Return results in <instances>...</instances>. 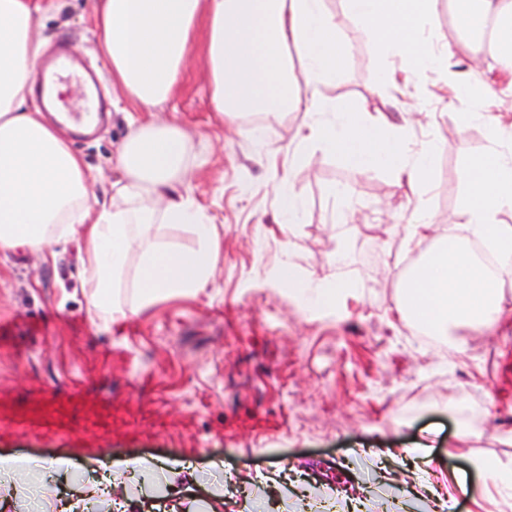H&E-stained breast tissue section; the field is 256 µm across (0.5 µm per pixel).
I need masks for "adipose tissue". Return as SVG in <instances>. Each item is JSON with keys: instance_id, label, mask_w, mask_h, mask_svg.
I'll use <instances>...</instances> for the list:
<instances>
[{"instance_id": "ef3b65f1", "label": "adipose tissue", "mask_w": 512, "mask_h": 512, "mask_svg": "<svg viewBox=\"0 0 512 512\" xmlns=\"http://www.w3.org/2000/svg\"><path fill=\"white\" fill-rule=\"evenodd\" d=\"M372 44L382 82L392 59L411 74L433 71L446 79L451 98L468 88L455 75V55L431 39L440 0H346ZM477 35H490L502 71L512 74V0H454ZM56 0H0V251L20 246L43 250L76 241L80 286L94 322L137 314L155 299L197 293L208 287L221 240L207 210L189 192L194 132L175 122L130 126L118 150L124 172L105 199L92 191L93 176L58 130L29 103L42 52L38 29ZM98 49L116 86L137 106L153 108L176 91L197 26L205 28V64L215 111L234 118L259 112L277 116L304 110L306 121L293 152L331 154L350 167H379L407 183L416 197L402 246L413 251L425 239L435 246L402 282L394 310L400 319L422 321L428 335L447 337L462 349V328L486 329L512 299V137L483 108L497 93L479 88L462 127L483 125L489 147L466 168L468 190L447 226L434 224L425 197L437 145L414 142L403 127L365 112L336 107L317 88L335 76L348 43L337 34L325 0H96ZM296 49L299 67L288 64ZM183 224L197 246L184 251L160 229ZM138 264H131V256ZM279 279L298 288L308 309L327 307L359 288L356 280L306 281L294 275L290 254L276 267ZM160 493L131 494L134 476ZM65 478L74 488L51 493ZM205 480L194 468H159L133 458L121 468L86 478L68 457L0 456V512H18L19 500H51L50 512H219L202 506L194 489Z\"/></svg>"}]
</instances>
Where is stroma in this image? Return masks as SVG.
<instances>
[{"mask_svg":"<svg viewBox=\"0 0 512 512\" xmlns=\"http://www.w3.org/2000/svg\"><path fill=\"white\" fill-rule=\"evenodd\" d=\"M94 0H60L43 21L44 48L66 41L76 60L99 74L106 117L82 138L62 134L100 176L103 193L122 176L116 154L130 124L175 122L198 135V164L189 188L221 235L209 286L196 294L158 299L104 329L94 324L80 287L76 243L54 254L18 249L0 254V393L24 413L43 403L42 389L67 397L79 389L66 431L36 437L0 432V454L47 458L69 453L78 472L103 473L131 457L174 469L191 465L224 483L235 512L270 501L272 479L301 474L311 499L279 501L281 512H312L319 499L348 512L340 492L359 483L367 512H405L415 501L403 475L428 476L427 504L453 494L454 512H512L499 496L477 497L456 483L479 477L468 458L512 461V316L478 333L466 332L465 352L421 339L393 312L401 293L399 243L414 208L407 185L386 170L347 167L317 152L298 159L294 140L305 115L269 118L263 138L246 136L211 102L203 44L195 42L171 99L144 110L112 83L97 49ZM350 51L321 95L337 106L383 113L415 139L438 145L428 186L435 223L444 225L466 191L464 170L488 147L484 126L459 131L470 105L450 99L440 75L427 71L398 86L382 84L372 45L344 0H326ZM441 6L434 40L450 45L472 83H495L488 112L512 117V76L493 43L465 40ZM291 170L303 203L300 223L279 217L274 167ZM340 186L357 202L346 213L331 193ZM291 249L302 280L355 277L360 293L335 306L302 310L288 286L267 278ZM467 398L482 437L465 440L454 408ZM107 425L91 435L84 414ZM429 442L428 453L418 452ZM389 471L364 482L359 463Z\"/></svg>","mask_w":512,"mask_h":512,"instance_id":"1","label":"stroma"}]
</instances>
